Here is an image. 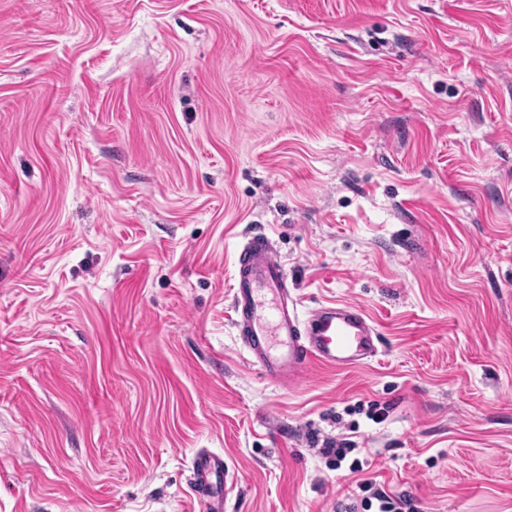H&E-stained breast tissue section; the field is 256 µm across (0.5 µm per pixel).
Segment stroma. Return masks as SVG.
I'll return each mask as SVG.
<instances>
[{"label":"stroma","mask_w":512,"mask_h":512,"mask_svg":"<svg viewBox=\"0 0 512 512\" xmlns=\"http://www.w3.org/2000/svg\"><path fill=\"white\" fill-rule=\"evenodd\" d=\"M257 231L376 356L264 376ZM201 448L225 512H512V0H0V512H196ZM233 475L224 457L199 450L191 463V490L202 512H224ZM364 492H370L368 499H375L379 502L377 512H402V508L406 505V500L402 497L392 498L378 488H374L372 482L368 480L362 483Z\"/></svg>","instance_id":"obj_1"}]
</instances>
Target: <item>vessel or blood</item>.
<instances>
[{"instance_id":"b4317fda","label":"vessel or blood","mask_w":512,"mask_h":512,"mask_svg":"<svg viewBox=\"0 0 512 512\" xmlns=\"http://www.w3.org/2000/svg\"><path fill=\"white\" fill-rule=\"evenodd\" d=\"M231 308L243 347L265 376L283 388L298 386L312 365L346 368L377 352V329L357 306L332 302L304 315L298 312L285 264L261 232L237 253ZM232 484L223 456L195 453L191 490L201 512H224Z\"/></svg>"}]
</instances>
